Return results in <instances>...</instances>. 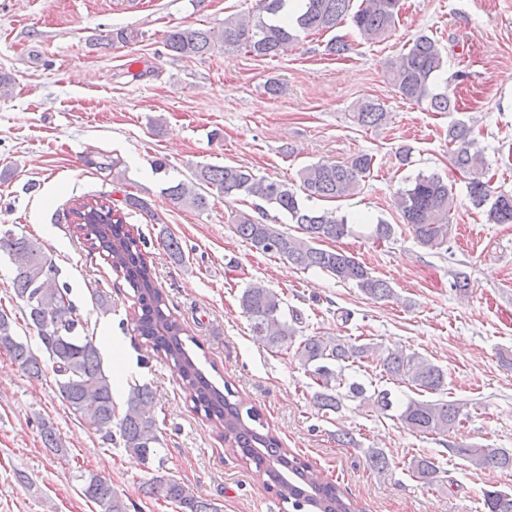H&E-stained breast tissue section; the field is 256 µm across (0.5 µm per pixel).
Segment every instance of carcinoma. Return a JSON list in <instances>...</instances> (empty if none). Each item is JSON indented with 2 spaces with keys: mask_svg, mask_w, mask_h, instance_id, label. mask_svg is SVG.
<instances>
[{
  "mask_svg": "<svg viewBox=\"0 0 512 512\" xmlns=\"http://www.w3.org/2000/svg\"><path fill=\"white\" fill-rule=\"evenodd\" d=\"M286 0H260L259 13L224 18L223 30L175 27L165 39L170 55L194 58L208 54L216 45L242 49L257 57L275 58L300 40L301 35L331 31L344 20L351 21L359 35L367 41L381 40L395 27L401 11V0H305V11L290 21L278 20ZM137 37L131 29H115L103 36L114 47L125 46ZM444 66L438 44L426 35L412 41L389 71L395 93L403 100L427 104L433 112H456V103L432 92V81ZM355 117L364 127L377 128L387 122L388 113L377 102L359 103ZM473 129L463 121L448 127L450 164L468 174L466 185L470 203L486 208L492 224H512V192H495L492 178L477 161L472 151ZM373 157L361 154L345 164L316 163L302 168L299 179L306 198L341 199L357 194L362 181L370 175ZM235 198L256 196L288 217L301 235L295 236L276 224H265L248 213L233 218L234 232L264 253L276 255L302 270H320L343 283H352L374 300L394 297L390 284L372 275L356 257L344 251L324 248L322 243L337 241L351 234L347 219L333 211H316L303 203L299 193L288 184L256 176L241 166L204 164L195 168L190 183H179L166 189V197L179 207L204 211L210 197ZM125 208L155 217L150 204L135 195H127ZM397 206L403 223L422 246L440 250L448 243L451 211L456 207L453 187L437 173L419 175L400 191ZM71 213L84 216L80 231L95 240L104 251L112 269L123 275L132 288L137 309L133 331L154 352L170 362L182 388L194 407L204 412L220 431V437L233 453L265 470L269 484L277 488L280 498L303 507V512H355L352 503L336 484L325 481L313 467L288 449L271 432H262L260 414L243 409L235 400L229 385L217 387L195 364L186 341L183 323L170 311L162 291L156 287L154 273L144 256L126 246L130 233L120 211L98 199L79 203ZM0 252L14 267L13 292L20 300L28 325L35 329L42 360L30 346L16 335L13 321L0 313V351L32 378L41 377L51 366L55 384L68 409L77 418L112 440L115 410L112 402V377L105 371L99 349L93 338L82 336V321L69 298L70 288L56 283L57 269L42 246L13 230L0 231ZM279 293L259 283L246 288L240 307L250 322L253 336L260 343L278 350H295V356L307 368L319 390L315 405L322 411L336 412L346 398H359L376 411L393 409L387 389L367 393L364 384L347 382L344 371L353 363L373 360L379 375L407 384L419 392L443 393L448 377L442 367L417 353L402 349H386L374 356L370 343L324 336H300L298 317H288ZM346 389L341 393L340 389ZM154 392L148 384L129 386L126 408L119 419V439L123 448L150 464L163 467L160 448L163 435L152 413ZM471 404L462 399H411L399 408L398 419L414 434L446 435L470 419ZM449 452L481 470L512 472V450L456 442ZM410 471L422 484L436 480L438 468L427 457L415 458ZM82 494L95 504L96 512H129L123 497L106 479L82 473ZM144 494L163 499L176 506L178 512H222L221 506L203 499L185 483L166 475H155L143 482ZM483 512H512V492L486 489L482 498Z\"/></svg>",
  "mask_w": 512,
  "mask_h": 512,
  "instance_id": "obj_1",
  "label": "carcinoma"
}]
</instances>
